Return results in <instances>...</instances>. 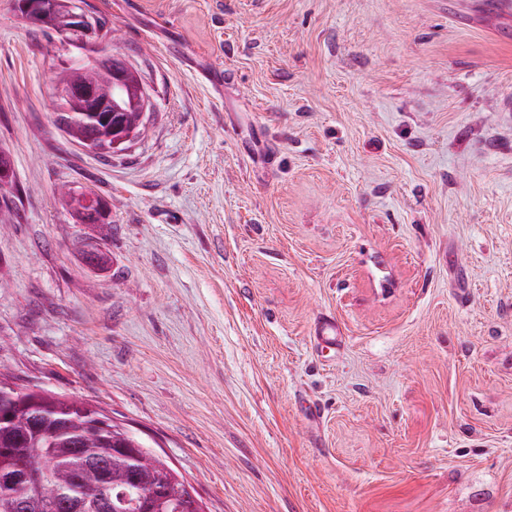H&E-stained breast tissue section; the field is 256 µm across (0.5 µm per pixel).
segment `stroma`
<instances>
[{
	"label": "stroma",
	"instance_id": "obj_1",
	"mask_svg": "<svg viewBox=\"0 0 512 512\" xmlns=\"http://www.w3.org/2000/svg\"><path fill=\"white\" fill-rule=\"evenodd\" d=\"M0 0V366L206 512H512V17L484 0H90L152 87L100 155ZM112 210L86 265L57 189ZM342 341L314 344L322 315Z\"/></svg>",
	"mask_w": 512,
	"mask_h": 512
}]
</instances>
